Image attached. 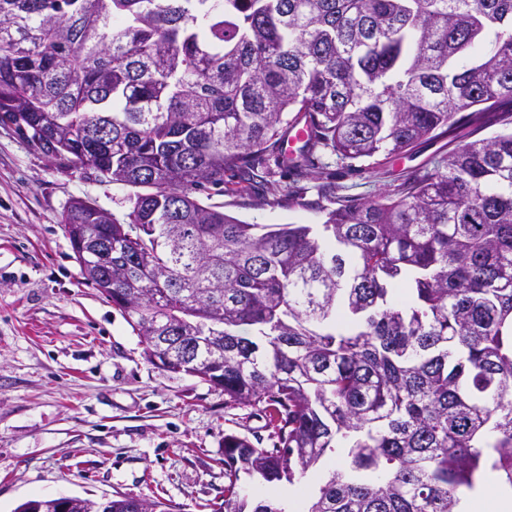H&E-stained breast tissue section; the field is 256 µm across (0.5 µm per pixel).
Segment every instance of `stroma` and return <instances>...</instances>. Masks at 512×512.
I'll use <instances>...</instances> for the list:
<instances>
[{
  "label": "stroma",
  "instance_id": "obj_1",
  "mask_svg": "<svg viewBox=\"0 0 512 512\" xmlns=\"http://www.w3.org/2000/svg\"><path fill=\"white\" fill-rule=\"evenodd\" d=\"M447 137L366 161L320 156L291 207L252 206L249 193L209 203L251 224H319L318 184L355 201L394 192L431 170ZM134 187L63 168L0 124V512L29 500L129 495L179 512L224 506V436L261 439L266 418L230 407L220 388L148 362L120 311L87 286L61 216L82 199L124 218Z\"/></svg>",
  "mask_w": 512,
  "mask_h": 512
}]
</instances>
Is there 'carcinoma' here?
Listing matches in <instances>:
<instances>
[{
    "instance_id": "1",
    "label": "carcinoma",
    "mask_w": 512,
    "mask_h": 512,
    "mask_svg": "<svg viewBox=\"0 0 512 512\" xmlns=\"http://www.w3.org/2000/svg\"><path fill=\"white\" fill-rule=\"evenodd\" d=\"M490 115L502 130L461 134ZM0 123L150 189L124 222L75 201L61 224L80 264L109 243L112 304L148 361L183 371L177 342L225 403L265 414L273 447L224 435V512H287L242 476L293 484L332 451L300 512H461L490 474L512 490V0H0ZM438 131L455 147L392 196L321 186L317 228L194 197L228 174L294 203L276 176L311 175L317 153Z\"/></svg>"
}]
</instances>
